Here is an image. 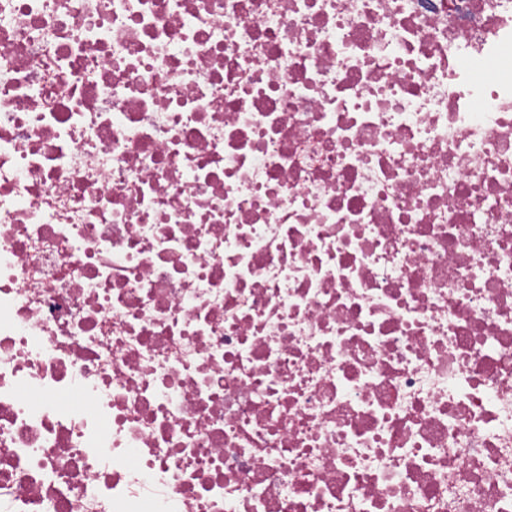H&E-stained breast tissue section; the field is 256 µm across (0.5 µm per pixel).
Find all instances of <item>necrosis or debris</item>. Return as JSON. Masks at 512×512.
I'll use <instances>...</instances> for the list:
<instances>
[{"instance_id":"4bbe7bcc","label":"necrosis or debris","mask_w":512,"mask_h":512,"mask_svg":"<svg viewBox=\"0 0 512 512\" xmlns=\"http://www.w3.org/2000/svg\"><path fill=\"white\" fill-rule=\"evenodd\" d=\"M0 512H512V0H0Z\"/></svg>"}]
</instances>
